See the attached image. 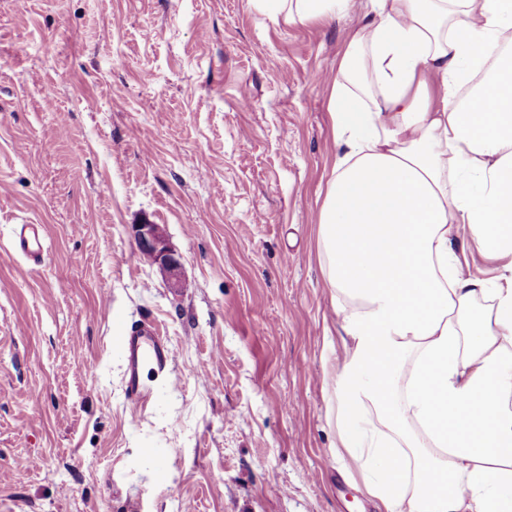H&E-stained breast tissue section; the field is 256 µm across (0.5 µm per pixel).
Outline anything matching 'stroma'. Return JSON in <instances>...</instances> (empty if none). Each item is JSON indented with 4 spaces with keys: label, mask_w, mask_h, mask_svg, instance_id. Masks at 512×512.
Wrapping results in <instances>:
<instances>
[{
    "label": "stroma",
    "mask_w": 512,
    "mask_h": 512,
    "mask_svg": "<svg viewBox=\"0 0 512 512\" xmlns=\"http://www.w3.org/2000/svg\"><path fill=\"white\" fill-rule=\"evenodd\" d=\"M251 0H0V512H376L337 452L320 268L357 25ZM178 252L171 292L132 227ZM41 224L48 254L10 248ZM175 353L143 407L122 327Z\"/></svg>",
    "instance_id": "stroma-1"
}]
</instances>
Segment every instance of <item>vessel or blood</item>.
<instances>
[{"instance_id":"b4317fda","label":"vessel or blood","mask_w":512,"mask_h":512,"mask_svg":"<svg viewBox=\"0 0 512 512\" xmlns=\"http://www.w3.org/2000/svg\"><path fill=\"white\" fill-rule=\"evenodd\" d=\"M11 248L15 254L25 257L33 264H40L47 250L41 225H18ZM122 344L127 360L124 378L126 393L135 400L145 399L148 386L142 377L143 370L148 369L159 375L166 374L174 360V352L152 325L123 337Z\"/></svg>"}]
</instances>
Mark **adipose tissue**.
Listing matches in <instances>:
<instances>
[{
  "instance_id": "obj_1",
  "label": "adipose tissue",
  "mask_w": 512,
  "mask_h": 512,
  "mask_svg": "<svg viewBox=\"0 0 512 512\" xmlns=\"http://www.w3.org/2000/svg\"><path fill=\"white\" fill-rule=\"evenodd\" d=\"M253 2L362 12L318 218L340 448L379 512H512V0ZM461 231L496 276L469 274Z\"/></svg>"
}]
</instances>
